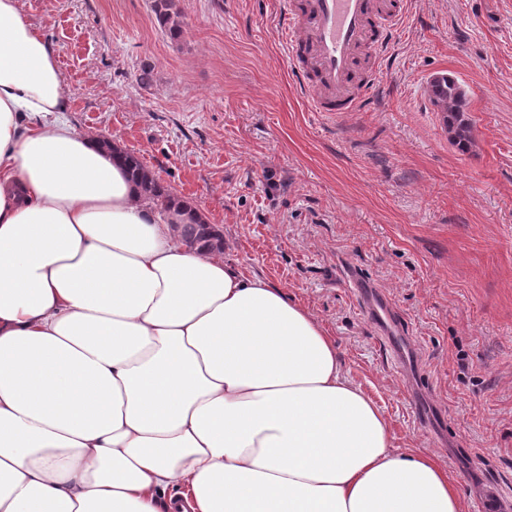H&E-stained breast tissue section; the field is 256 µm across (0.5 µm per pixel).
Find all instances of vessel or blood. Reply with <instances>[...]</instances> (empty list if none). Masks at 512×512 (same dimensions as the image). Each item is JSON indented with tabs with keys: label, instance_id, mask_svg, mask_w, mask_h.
Returning <instances> with one entry per match:
<instances>
[{
	"label": "vessel or blood",
	"instance_id": "1",
	"mask_svg": "<svg viewBox=\"0 0 512 512\" xmlns=\"http://www.w3.org/2000/svg\"><path fill=\"white\" fill-rule=\"evenodd\" d=\"M276 10L289 71L312 110H368L402 23V0H276Z\"/></svg>",
	"mask_w": 512,
	"mask_h": 512
}]
</instances>
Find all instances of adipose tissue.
<instances>
[{
	"mask_svg": "<svg viewBox=\"0 0 512 512\" xmlns=\"http://www.w3.org/2000/svg\"><path fill=\"white\" fill-rule=\"evenodd\" d=\"M0 0V512H465L313 313L188 245Z\"/></svg>",
	"mask_w": 512,
	"mask_h": 512,
	"instance_id": "ef3b65f1",
	"label": "adipose tissue"
}]
</instances>
